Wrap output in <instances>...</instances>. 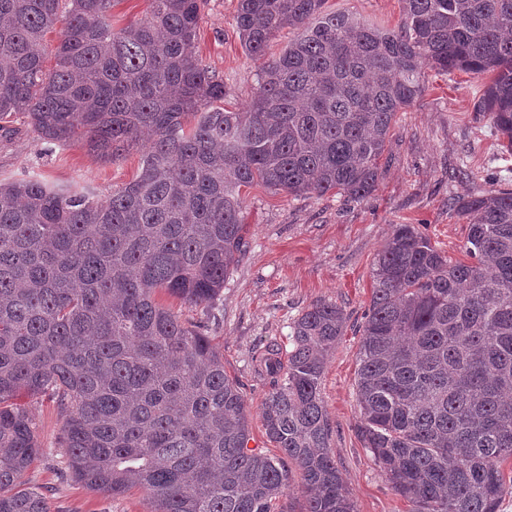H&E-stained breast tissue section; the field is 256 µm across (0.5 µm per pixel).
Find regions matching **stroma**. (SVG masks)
Returning <instances> with one entry per match:
<instances>
[{
    "label": "stroma",
    "mask_w": 512,
    "mask_h": 512,
    "mask_svg": "<svg viewBox=\"0 0 512 512\" xmlns=\"http://www.w3.org/2000/svg\"><path fill=\"white\" fill-rule=\"evenodd\" d=\"M331 10L349 12L385 29L402 22L401 0H327ZM237 0H207L197 28L205 64L224 81V106L247 111L263 65L246 54L235 26ZM488 76L442 75L423 68L422 96L398 113L381 160L375 191L357 200L343 195H292L261 185L242 189L245 247L224 284L207 334L224 357V371L243 393L250 411L251 447L274 453L265 435L261 403L270 389L251 357L267 342L286 343L289 324L318 302L341 307L347 327L328 360L321 385L330 421V446L350 489L356 512H409L358 437L356 356L371 298V267L395 225L413 224L446 254L465 260L468 221L454 210L460 195L491 187L512 189V155L502 154L500 136L475 103ZM0 136V183L35 174L52 187L88 189L102 199L133 181L142 151L134 147L113 161L86 147L51 148L29 127L15 122ZM29 408L38 439L53 454L35 461L25 475L42 491L50 512H148L137 489L117 498L61 477L63 419L55 404L32 398Z\"/></svg>",
    "instance_id": "1"
}]
</instances>
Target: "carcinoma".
<instances>
[{
	"mask_svg": "<svg viewBox=\"0 0 512 512\" xmlns=\"http://www.w3.org/2000/svg\"><path fill=\"white\" fill-rule=\"evenodd\" d=\"M68 2L0 0V130L20 116L47 144L145 153L104 201L35 175L0 183V512H49L23 481L45 453L26 396L51 398L64 419V473L112 498L138 487L150 512H275L286 459L304 512H355L321 398L344 310L311 305L288 347L256 359L280 458L248 447L246 401L204 334L244 244L240 191L369 195L426 66L492 74L475 110L512 155V0H402L396 29L324 0H237L249 55L297 30L247 112L224 109V80L196 49L204 0H148L118 30L114 0ZM454 207L471 261L395 225L357 353L359 439L410 512H498L512 493L500 470L512 459V189ZM158 291L202 317L181 319Z\"/></svg>",
	"mask_w": 512,
	"mask_h": 512,
	"instance_id": "obj_1",
	"label": "carcinoma"
}]
</instances>
